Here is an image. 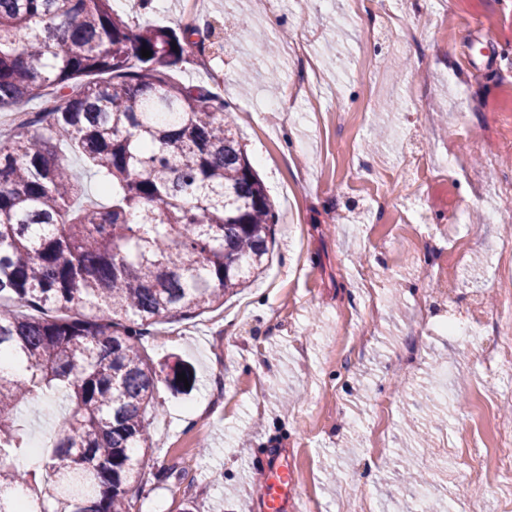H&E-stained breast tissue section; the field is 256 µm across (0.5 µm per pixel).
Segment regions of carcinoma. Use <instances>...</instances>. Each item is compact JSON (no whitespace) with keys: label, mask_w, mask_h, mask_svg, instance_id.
Masks as SVG:
<instances>
[{"label":"carcinoma","mask_w":512,"mask_h":512,"mask_svg":"<svg viewBox=\"0 0 512 512\" xmlns=\"http://www.w3.org/2000/svg\"><path fill=\"white\" fill-rule=\"evenodd\" d=\"M194 30L133 28L111 0H0V112L52 89L0 136V512H128L163 381L142 340L167 317L224 305L269 261L276 214L224 98L174 73ZM151 51L145 58L141 49ZM89 162L100 208L58 155ZM68 407L38 467L15 414Z\"/></svg>","instance_id":"1"}]
</instances>
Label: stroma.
I'll use <instances>...</instances> for the list:
<instances>
[{
    "mask_svg": "<svg viewBox=\"0 0 512 512\" xmlns=\"http://www.w3.org/2000/svg\"><path fill=\"white\" fill-rule=\"evenodd\" d=\"M459 22L435 25L438 0L412 20L425 33L408 44L353 0H121L131 26L195 28L196 46L176 77L221 94L264 182L278 222L266 270L224 306L162 320L143 349L155 364L180 360L197 374L187 395L159 384L151 461L129 512H247L261 489L262 462L285 451L311 512H411L398 480L425 472L447 512H505L495 484L448 479L435 449L468 436L493 458L512 434V385L483 361L482 344L445 335L448 317L471 301L501 302L495 252L512 195L499 194L486 164L503 146L487 119L512 121V0H454ZM228 17L243 19L225 26ZM378 29L365 45L369 29ZM302 39L321 80L308 100L267 119L301 71L268 54L265 40ZM258 69L245 84L241 57ZM275 73L278 89L264 76ZM426 87L423 104L410 101ZM468 125L461 166L414 188L413 159L442 163ZM375 151L367 141L379 127ZM386 197L378 208L374 195ZM458 273L454 293L439 271ZM365 318L372 342L347 318ZM64 405L22 409L32 443L50 436Z\"/></svg>",
    "mask_w": 512,
    "mask_h": 512,
    "instance_id": "35a3bbf8",
    "label": "stroma"
}]
</instances>
